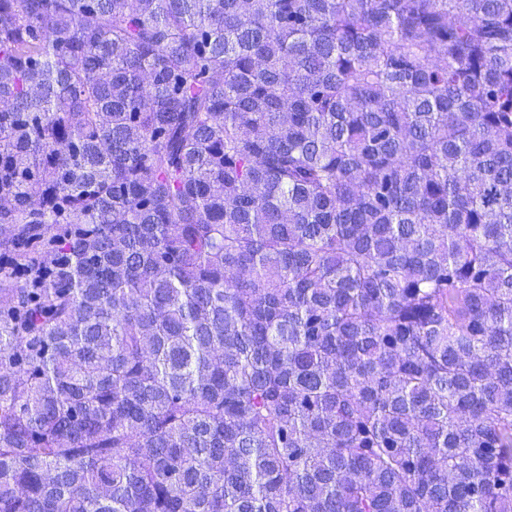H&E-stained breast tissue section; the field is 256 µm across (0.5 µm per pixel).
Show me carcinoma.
<instances>
[{
  "label": "carcinoma",
  "mask_w": 512,
  "mask_h": 512,
  "mask_svg": "<svg viewBox=\"0 0 512 512\" xmlns=\"http://www.w3.org/2000/svg\"><path fill=\"white\" fill-rule=\"evenodd\" d=\"M0 512H512V0H0Z\"/></svg>",
  "instance_id": "carcinoma-1"
}]
</instances>
